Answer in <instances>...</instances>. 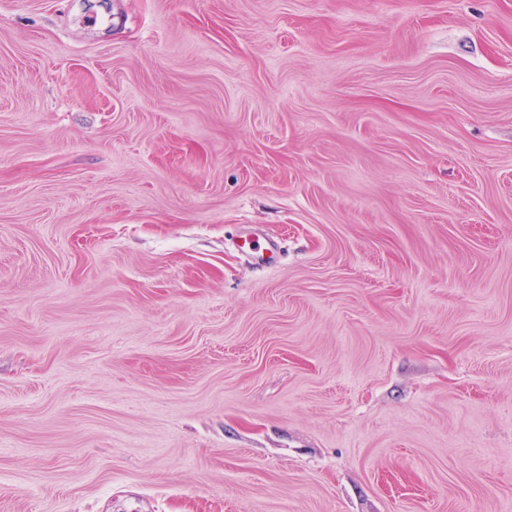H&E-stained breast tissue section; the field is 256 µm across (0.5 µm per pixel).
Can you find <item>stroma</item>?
Segmentation results:
<instances>
[{
  "label": "stroma",
  "instance_id": "35a3bbf8",
  "mask_svg": "<svg viewBox=\"0 0 512 512\" xmlns=\"http://www.w3.org/2000/svg\"><path fill=\"white\" fill-rule=\"evenodd\" d=\"M0 512H512V0H0Z\"/></svg>",
  "mask_w": 512,
  "mask_h": 512
}]
</instances>
